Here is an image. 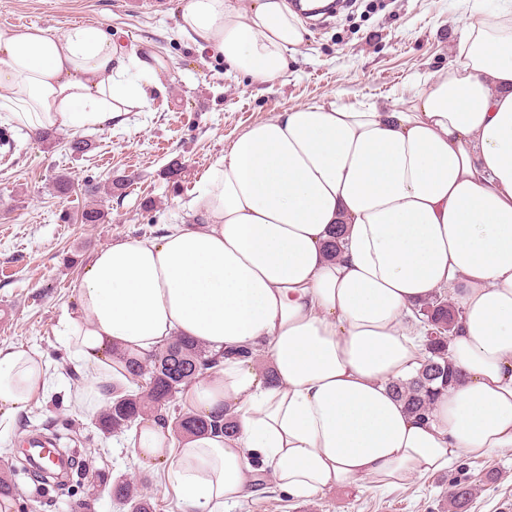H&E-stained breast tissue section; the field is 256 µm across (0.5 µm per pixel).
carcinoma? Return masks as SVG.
I'll return each instance as SVG.
<instances>
[{"label":"carcinoma","instance_id":"1","mask_svg":"<svg viewBox=\"0 0 512 512\" xmlns=\"http://www.w3.org/2000/svg\"><path fill=\"white\" fill-rule=\"evenodd\" d=\"M419 312L427 326L426 357L417 374L407 381L393 384L392 391L404 402L410 413L425 420L429 417L435 395L453 381L447 344L448 332L457 319V311L447 297L436 295ZM222 358L224 355L212 353L180 336L173 337L144 361L119 356V360L125 364L126 374L136 382L137 390L114 395L113 400L96 413L97 429L104 435L121 433L140 416L156 413L171 421L179 433H235L236 420L223 413L221 408L215 411L211 419L203 420L176 405L177 394L182 386L208 376L209 371L216 368ZM46 437L57 445L53 449L54 453L70 457V470L58 469L48 456L34 458L26 455L11 457L10 468L15 473L29 476L43 495H69L83 474V468L80 467L81 449L61 446L62 436L55 428L48 430ZM460 488L471 493L468 480L455 481L448 495L452 512H461L469 504V501L457 495ZM112 496L131 506L134 512H153L155 509L150 496L126 480L112 482Z\"/></svg>","mask_w":512,"mask_h":512}]
</instances>
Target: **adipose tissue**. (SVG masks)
Instances as JSON below:
<instances>
[{"label": "adipose tissue", "mask_w": 512, "mask_h": 512, "mask_svg": "<svg viewBox=\"0 0 512 512\" xmlns=\"http://www.w3.org/2000/svg\"><path fill=\"white\" fill-rule=\"evenodd\" d=\"M176 29L199 51L265 83L305 27L287 0H186ZM456 64L419 76L400 103H307L247 127L200 179L194 221L117 239L73 283L66 346L88 373L92 414L124 383L113 350L147 358L172 337L226 358L179 398L225 408L230 437L175 439L140 418L142 467H162L190 512H224L269 476L308 499L375 490L512 448V25L464 23ZM167 58L83 24L0 28V120L34 134L125 126L164 95ZM342 225V252L325 251ZM458 311L457 383L428 420L391 386L424 356L417 311ZM53 377L39 353L0 347V437Z\"/></svg>", "instance_id": "adipose-tissue-1"}]
</instances>
